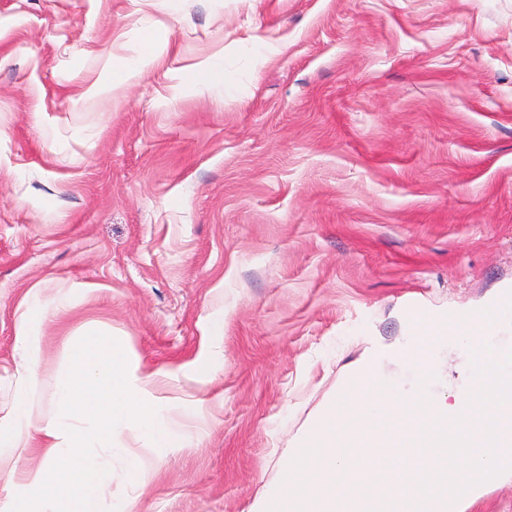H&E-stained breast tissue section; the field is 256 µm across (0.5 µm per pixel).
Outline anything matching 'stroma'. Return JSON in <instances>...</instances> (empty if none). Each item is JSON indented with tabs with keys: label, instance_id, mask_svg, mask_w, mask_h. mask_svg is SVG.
I'll return each instance as SVG.
<instances>
[{
	"label": "stroma",
	"instance_id": "35a3bbf8",
	"mask_svg": "<svg viewBox=\"0 0 512 512\" xmlns=\"http://www.w3.org/2000/svg\"><path fill=\"white\" fill-rule=\"evenodd\" d=\"M502 288L512 0H0V417L94 330L188 435L124 431L104 507L248 512L367 348ZM44 320V311L37 303H33L20 314L17 324L16 341L30 362L32 374H35L39 359L42 344L40 327Z\"/></svg>",
	"mask_w": 512,
	"mask_h": 512
}]
</instances>
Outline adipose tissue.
<instances>
[{"instance_id":"1","label":"adipose tissue","mask_w":512,"mask_h":512,"mask_svg":"<svg viewBox=\"0 0 512 512\" xmlns=\"http://www.w3.org/2000/svg\"><path fill=\"white\" fill-rule=\"evenodd\" d=\"M65 352L52 418L31 428L29 399L22 392L8 421H0V447L9 456L37 448L46 458L29 473L26 493L1 503L0 512H103L99 488L122 430L136 431L154 450L184 443L179 416L158 408L149 374L132 365L111 338L90 331L66 341Z\"/></svg>"}]
</instances>
